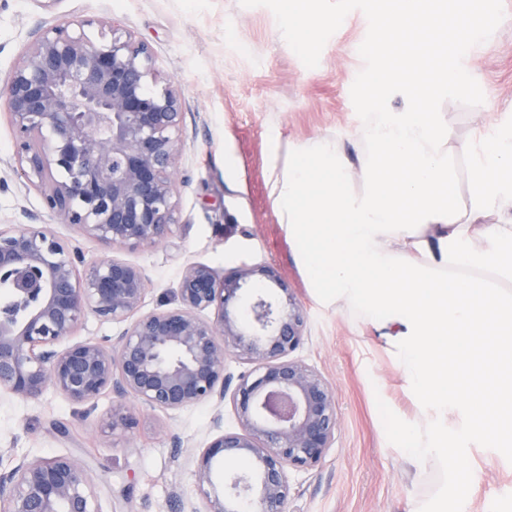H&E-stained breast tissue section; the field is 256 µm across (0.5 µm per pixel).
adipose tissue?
I'll return each instance as SVG.
<instances>
[{"instance_id": "ef3b65f1", "label": "adipose tissue", "mask_w": 512, "mask_h": 512, "mask_svg": "<svg viewBox=\"0 0 512 512\" xmlns=\"http://www.w3.org/2000/svg\"><path fill=\"white\" fill-rule=\"evenodd\" d=\"M426 3L388 0L351 148L270 130L265 186L317 301L369 323L439 423L454 417L458 432L497 448L512 443V113L454 138L436 109L465 84L448 52L496 24L475 30ZM392 91L403 110L386 108ZM452 390L472 404L449 405ZM439 423L411 434L414 465L447 460Z\"/></svg>"}]
</instances>
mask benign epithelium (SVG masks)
<instances>
[{
  "label": "benign epithelium",
  "instance_id": "benign-epithelium-1",
  "mask_svg": "<svg viewBox=\"0 0 512 512\" xmlns=\"http://www.w3.org/2000/svg\"><path fill=\"white\" fill-rule=\"evenodd\" d=\"M97 26L94 40L85 28ZM157 81L148 45L107 17L39 28L0 90L16 170L60 224L127 250L167 242L180 224L178 182L185 112L174 83ZM77 250L48 224L0 226V281L21 313L0 309V395L35 400L53 389L91 416L117 401L100 428L132 442L136 406L165 412L228 403L238 429L213 420L196 456L205 512H288L287 468L318 465L335 438V393L291 357L307 316L289 295L256 297L237 316L245 285L269 266H241L219 280L182 268L164 307L145 312L148 275L103 255L77 268ZM115 336L73 340L87 316ZM233 356L248 366L226 372ZM248 462L241 470L238 464ZM90 468L73 455L22 458L0 471V512H98Z\"/></svg>",
  "mask_w": 512,
  "mask_h": 512
}]
</instances>
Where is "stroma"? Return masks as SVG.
Instances as JSON below:
<instances>
[{
  "label": "stroma",
  "instance_id": "1",
  "mask_svg": "<svg viewBox=\"0 0 512 512\" xmlns=\"http://www.w3.org/2000/svg\"><path fill=\"white\" fill-rule=\"evenodd\" d=\"M382 0H311L318 13L340 16V29L286 37L290 0H0V87L39 26L67 18H112L153 51L161 81L183 99L178 186L181 224L166 244L115 257L145 268V308L165 304L185 263L224 274L239 266H271L279 283L253 277L255 292L291 294L304 308L306 337L298 359L335 392V441L320 464L289 469L291 512H512V446L461 447L469 477L459 495L439 459L413 466L405 431L425 427L421 402L399 363L367 324L320 305L291 259L286 232L265 187L266 134L289 142L351 137L364 119L360 88L371 76L363 43L375 39ZM473 15L497 21L495 32L458 55L468 77L461 92L438 100L454 136L467 138L496 113H512V0H465ZM13 135L0 112V225L27 217L50 222L39 193L7 163ZM234 171L224 166L225 154ZM104 394L83 417L54 390L38 399H0V467L23 457L72 454L92 469L100 512H203L195 456L213 430L237 420L231 406L201 404L178 412L139 409L132 444L111 440L95 420L112 411Z\"/></svg>",
  "mask_w": 512,
  "mask_h": 512
}]
</instances>
